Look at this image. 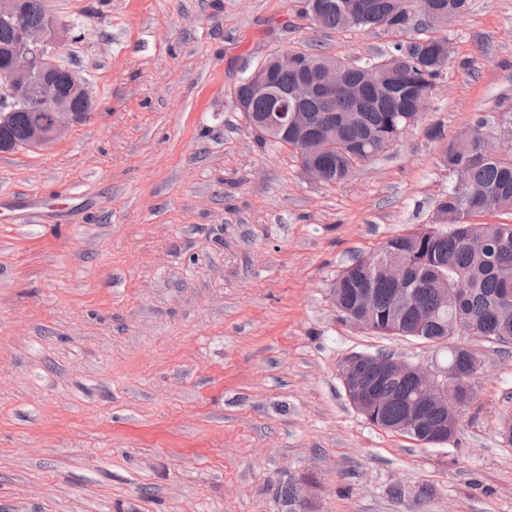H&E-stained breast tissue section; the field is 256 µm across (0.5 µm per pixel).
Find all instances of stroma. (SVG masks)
I'll list each match as a JSON object with an SVG mask.
<instances>
[{"instance_id": "obj_1", "label": "stroma", "mask_w": 512, "mask_h": 512, "mask_svg": "<svg viewBox=\"0 0 512 512\" xmlns=\"http://www.w3.org/2000/svg\"><path fill=\"white\" fill-rule=\"evenodd\" d=\"M50 6L82 23L58 61L95 109L0 153V512H286L288 482L313 512H512V347L465 339L484 371L439 446L372 425L340 376L355 353L448 354L354 325L329 292L354 258L432 223L441 143L418 124L318 183L233 104L273 53L378 61L395 35L322 28L304 0ZM416 27L450 53L427 122L452 138L481 119L498 140L512 0Z\"/></svg>"}]
</instances>
